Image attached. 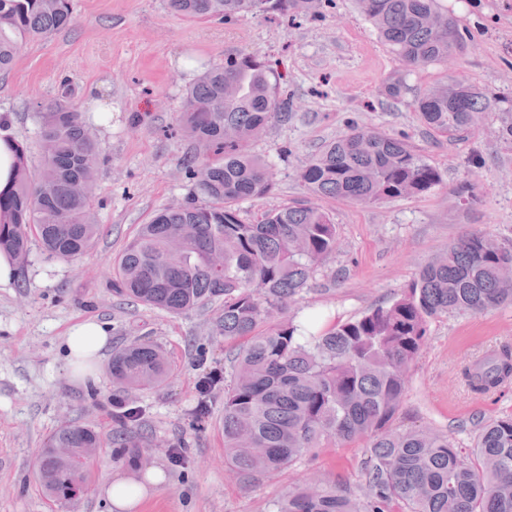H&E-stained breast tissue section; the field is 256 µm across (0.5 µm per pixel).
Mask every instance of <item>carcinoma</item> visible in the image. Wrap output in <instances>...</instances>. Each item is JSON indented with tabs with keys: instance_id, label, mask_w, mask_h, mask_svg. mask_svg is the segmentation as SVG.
Wrapping results in <instances>:
<instances>
[{
	"instance_id": "1",
	"label": "carcinoma",
	"mask_w": 512,
	"mask_h": 512,
	"mask_svg": "<svg viewBox=\"0 0 512 512\" xmlns=\"http://www.w3.org/2000/svg\"><path fill=\"white\" fill-rule=\"evenodd\" d=\"M322 0H168L192 20L309 17ZM380 39L390 45L400 72L385 84L398 100L407 75L462 57L468 39L440 0H355ZM71 0H0V73L13 68L22 45L69 27ZM279 74L255 54H234L206 69L187 89L181 132L213 162L191 157L185 173L195 193L167 207L138 229L112 263V292L170 314L218 305L216 327L236 345L229 371L211 368L197 390L190 426L212 417V392L224 386V463L258 480L293 464L327 442L367 439L364 480L320 477L294 488L272 512H512V415L485 423L472 448L444 432L392 427L429 323L442 316L474 315L512 303L502 264L512 247L481 233H466L426 265L390 304L325 327L280 319L310 290L322 262L336 252L329 212L302 201L265 212L249 223L237 204L274 188L270 165L248 151L274 122L291 116L278 91ZM496 96L461 81L414 95L423 124L457 139L471 132L469 114L487 112ZM15 155L10 187L0 191V253L23 268L36 235L44 252L76 261L100 235L94 188L100 151L63 90L42 108L41 166L33 173L27 146L5 140ZM300 182L314 195L379 204L419 196L442 183L440 172L405 140L353 126L301 166ZM116 421L112 447H143L136 433L145 408L134 397L161 385L169 362L163 347L130 341L112 352ZM478 395L512 380V347L465 366ZM102 447L94 430L59 427L44 441L37 478L47 496L68 501L87 480Z\"/></svg>"
}]
</instances>
